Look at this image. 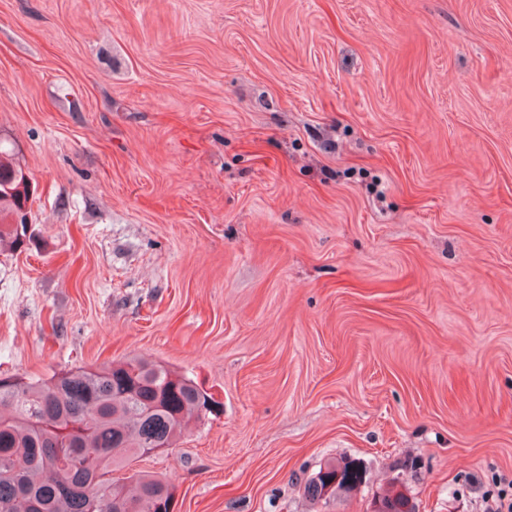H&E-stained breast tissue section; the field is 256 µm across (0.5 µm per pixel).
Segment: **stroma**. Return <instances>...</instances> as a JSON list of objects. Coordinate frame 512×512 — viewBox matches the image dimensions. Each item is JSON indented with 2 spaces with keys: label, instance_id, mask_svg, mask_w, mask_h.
Masks as SVG:
<instances>
[{
  "label": "stroma",
  "instance_id": "stroma-1",
  "mask_svg": "<svg viewBox=\"0 0 512 512\" xmlns=\"http://www.w3.org/2000/svg\"><path fill=\"white\" fill-rule=\"evenodd\" d=\"M0 143V376L192 378L218 412L130 465L175 512L512 479V0H0ZM14 160L13 154L0 146V248L17 250L27 238L26 204L31 188ZM15 216L20 218V224L14 223ZM365 472L347 459L328 460L304 483L303 494L313 503L324 504L343 492L355 491L363 483Z\"/></svg>",
  "mask_w": 512,
  "mask_h": 512
}]
</instances>
